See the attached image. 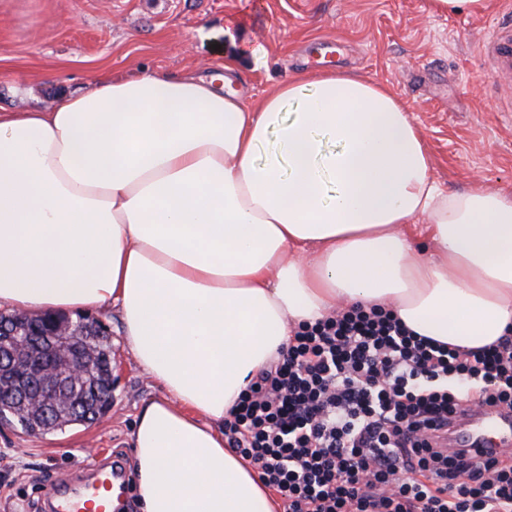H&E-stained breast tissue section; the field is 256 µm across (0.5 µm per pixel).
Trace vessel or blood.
<instances>
[{
	"instance_id": "1",
	"label": "vessel or blood",
	"mask_w": 512,
	"mask_h": 512,
	"mask_svg": "<svg viewBox=\"0 0 512 512\" xmlns=\"http://www.w3.org/2000/svg\"><path fill=\"white\" fill-rule=\"evenodd\" d=\"M492 66L512 90V29L494 30L485 44ZM451 447L462 448L484 458L512 450V414L499 411L474 412L460 422ZM119 467L93 465L91 475L79 485L58 481L49 512H115L114 498L123 488Z\"/></svg>"
}]
</instances>
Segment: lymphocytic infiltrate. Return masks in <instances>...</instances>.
Wrapping results in <instances>:
<instances>
[{"instance_id": "obj_1", "label": "lymphocytic infiltrate", "mask_w": 512, "mask_h": 512, "mask_svg": "<svg viewBox=\"0 0 512 512\" xmlns=\"http://www.w3.org/2000/svg\"><path fill=\"white\" fill-rule=\"evenodd\" d=\"M498 407L512 409L511 335L463 350L357 306L289 336L224 436L284 512H512V455L441 447L455 418Z\"/></svg>"}]
</instances>
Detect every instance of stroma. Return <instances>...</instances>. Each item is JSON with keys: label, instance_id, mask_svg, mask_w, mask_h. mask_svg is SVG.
Segmentation results:
<instances>
[{"label": "stroma", "instance_id": "stroma-1", "mask_svg": "<svg viewBox=\"0 0 512 512\" xmlns=\"http://www.w3.org/2000/svg\"><path fill=\"white\" fill-rule=\"evenodd\" d=\"M502 27L512 0L477 15L431 0H0V108L43 107L145 68L208 76L231 53L248 100L296 72L341 69L406 103L443 189L512 193V98L483 51ZM97 317L111 333L112 409L42 435L0 425V512H37L54 480L101 453L133 456L136 417L162 391L127 350L117 312Z\"/></svg>", "mask_w": 512, "mask_h": 512}]
</instances>
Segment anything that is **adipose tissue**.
<instances>
[{
    "instance_id": "adipose-tissue-1",
    "label": "adipose tissue",
    "mask_w": 512,
    "mask_h": 512,
    "mask_svg": "<svg viewBox=\"0 0 512 512\" xmlns=\"http://www.w3.org/2000/svg\"><path fill=\"white\" fill-rule=\"evenodd\" d=\"M431 171L402 100L345 72L248 101L148 69L0 110V307L118 309L163 391L136 419L139 512H281L224 418L292 327L363 304L464 349L512 332V194Z\"/></svg>"
}]
</instances>
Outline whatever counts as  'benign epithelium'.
I'll return each mask as SVG.
<instances>
[{"mask_svg":"<svg viewBox=\"0 0 512 512\" xmlns=\"http://www.w3.org/2000/svg\"><path fill=\"white\" fill-rule=\"evenodd\" d=\"M26 321L28 334L46 343V348L38 354L36 366H31L29 350L26 347L0 348V378L11 382L9 388L0 384V424L8 423L3 410L24 404L30 400L45 409H54L69 401L64 386L77 382L89 364L90 353L76 338L77 324L90 325L105 330L99 319L91 316L78 322L66 316L54 318L50 329L40 327L41 316L22 311H13L0 317V344L11 336L19 335L15 328L16 319Z\"/></svg>","mask_w":512,"mask_h":512,"instance_id":"1","label":"benign epithelium"}]
</instances>
